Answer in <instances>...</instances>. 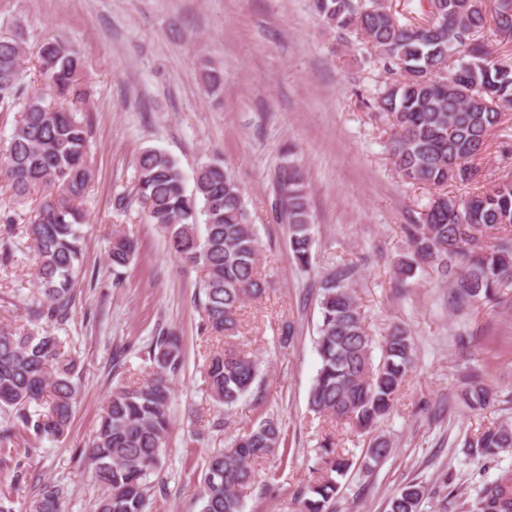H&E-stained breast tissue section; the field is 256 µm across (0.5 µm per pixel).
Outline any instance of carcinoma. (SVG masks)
<instances>
[{
    "label": "carcinoma",
    "mask_w": 512,
    "mask_h": 512,
    "mask_svg": "<svg viewBox=\"0 0 512 512\" xmlns=\"http://www.w3.org/2000/svg\"><path fill=\"white\" fill-rule=\"evenodd\" d=\"M325 23L375 52L394 79L376 98V108L391 117L389 153L407 182L445 186L469 182L473 162L488 147L491 132L512 112V61L494 56L482 38L493 27L512 42V0H420L423 24L402 23L385 0H314ZM21 37L0 31V111L25 102L14 121L0 178L19 201L37 187H53L33 210L23 234L32 243L36 277L43 301L32 316L49 325L63 324L75 304L74 285L83 259L80 226L86 215L92 171L88 164L89 125L83 115L85 93L77 82L81 56L56 39L37 52L40 91L25 95ZM136 202L146 221L167 233L170 251L202 274V329L217 337L239 332L238 311L245 299H259L266 281L257 265L259 241L249 224L244 198L230 169L201 166L194 188L174 158L149 148L135 166ZM276 217L288 225L294 261L311 266L314 234L308 191L293 167L278 180ZM409 251L395 268L400 278L421 270L448 281V304L464 311L498 299L512 284V178L462 198L446 193L432 199L416 224L405 227ZM133 239L112 238L113 275L130 265ZM353 264L336 266L323 276L317 294L319 366L308 405L332 422L344 421L370 436L368 457L380 462L390 443L373 435L393 411L416 356L412 336L396 328L380 344L364 325L351 287ZM49 329L0 326V447L26 436V449L43 439L59 440L71 426L78 390L77 360L66 359ZM380 350L374 360V350ZM150 373L120 383L103 407L96 436L87 450L95 482L102 489L96 512H145L148 477L159 466L171 424L172 379L182 363L179 336L162 331L145 348ZM259 375V363L237 347L216 351L206 360L203 378L214 405L233 409ZM463 402L473 410L493 401L483 374L464 376ZM284 444L282 423L267 417L243 428L230 446L212 454L202 482L201 512H243L244 498L256 484L253 460L276 456ZM471 454L493 459L512 448V424L501 422L465 440ZM351 460L326 435L318 444L316 479L301 492L306 512H333L338 478ZM64 488L39 485L30 512H62ZM424 489L400 488L390 512H418ZM469 512H512V471L486 480Z\"/></svg>",
    "instance_id": "obj_1"
}]
</instances>
